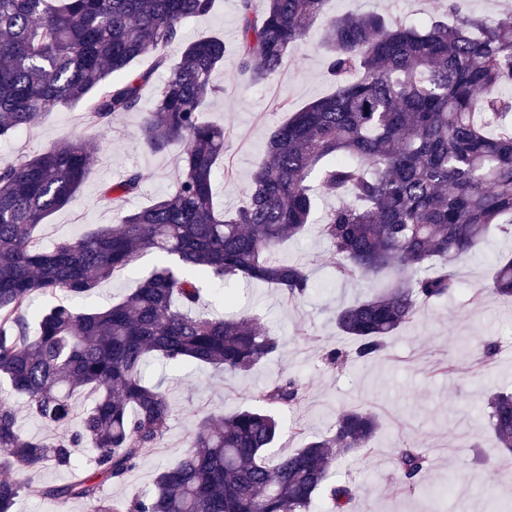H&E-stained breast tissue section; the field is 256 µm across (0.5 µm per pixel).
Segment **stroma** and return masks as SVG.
Masks as SVG:
<instances>
[{"mask_svg": "<svg viewBox=\"0 0 512 512\" xmlns=\"http://www.w3.org/2000/svg\"><path fill=\"white\" fill-rule=\"evenodd\" d=\"M443 8V0H327L324 12L331 17L374 11L417 23ZM211 35L222 36L227 48H234L239 38L238 0H216L208 17L182 22L179 41L167 54L177 58L180 44ZM316 41V32H309L282 71L262 84L241 76L230 55L214 73L224 93L208 100L202 112L204 120L226 130L224 166L214 187L219 209L244 200L267 136L287 111L332 92ZM139 121V112H128L114 117L108 127L95 129L87 124L84 104L78 103L54 108L40 124L0 141V158L12 160L75 139L85 142L90 167L81 192L38 226L35 238L42 248L112 223L113 215L100 205L98 194L128 170L140 171L142 184L127 200V209L145 208L171 192L178 150L150 151L139 138ZM337 202L336 195L320 194L314 223L278 250L280 259L306 266L314 287L304 299L294 301L279 288L239 279L202 295L201 306L210 314L257 318L279 337L278 351L251 372L236 375L199 367L177 370L151 359L149 375L163 382L172 400L170 427L124 484L105 485L106 496L130 497L152 489L157 471L178 458L203 417L256 405L270 382L291 376L305 383L307 395L283 415L284 434L277 449L300 447V439L291 435L296 427L307 435L325 434L338 413L348 408L371 410L379 420L371 453L348 457L334 471L336 480L356 487L352 512H503L512 505V456L499 449L484 405L487 391H512V300L490 296L478 304L470 301L471 289L490 281L495 262L512 255V233L491 229L476 253L449 262V270L462 283L460 290L452 298L425 305L415 323L391 338L378 358L336 367L326 362V352L352 345L334 322L337 306L376 293L388 283L384 277L348 282L333 278L335 259L319 222ZM159 265L157 254H146L94 293L72 298L71 303L87 310L104 307L137 288ZM487 339L498 343L499 353L481 363L476 354ZM407 443L422 446L432 460L412 494L399 490L393 474L394 452ZM70 477V471L43 468L21 501L20 512H83L81 504L63 506L41 495L44 485Z\"/></svg>", "mask_w": 512, "mask_h": 512, "instance_id": "obj_1", "label": "stroma"}]
</instances>
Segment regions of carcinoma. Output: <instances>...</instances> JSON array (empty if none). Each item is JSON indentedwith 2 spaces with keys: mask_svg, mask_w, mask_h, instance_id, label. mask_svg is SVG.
<instances>
[{
  "mask_svg": "<svg viewBox=\"0 0 512 512\" xmlns=\"http://www.w3.org/2000/svg\"><path fill=\"white\" fill-rule=\"evenodd\" d=\"M325 2L264 0L258 9L239 0L238 71L254 83L276 76ZM213 7L214 0H0V140L74 102L87 104L90 127H107L138 110L154 72L164 70L139 135L153 152L179 148L181 159L168 196L126 210L142 183L133 169L100 190L117 224L48 251L34 232L78 196L89 164L83 144L0 160V389L24 397L28 413L54 430L48 440L25 436L1 398L0 472L71 470L72 479L42 487V495L81 502L86 512H308L318 496L349 512L356 489L334 481L333 468L350 452L370 451L378 419L346 409L329 435L270 462L278 415L306 396L288 376L265 387L258 405L202 420L150 493L108 499L102 491L124 483L169 429L172 403L146 375L150 356L236 374L278 350L279 338L251 318L192 309L206 280H256L304 298L312 288L306 267L274 252L307 229L317 191L340 198L321 227L336 278L394 276L384 291L336 309V327L353 347L328 351V364L375 359L423 305L459 288L448 259L470 255L492 225L512 223V21L463 15L450 23L453 2L425 26L377 13L326 20L321 43L336 90L271 130L244 203L224 213L213 196L224 128L200 118L202 105L224 92L212 80L224 67V40L189 43L174 62L165 53L181 21ZM145 56L152 67L131 71ZM146 252L163 264L109 307L80 311L62 302L29 311L33 295L89 294ZM488 291L512 298V259L496 265L490 287L474 289L471 301ZM83 391L93 403L71 431L73 397ZM487 405L492 433L512 454V393L491 392ZM80 449L86 461L78 465ZM430 463L422 448L397 449L399 489L414 491ZM27 490L24 480L0 479V512H17Z\"/></svg>",
  "mask_w": 512,
  "mask_h": 512,
  "instance_id": "carcinoma-1",
  "label": "carcinoma"
}]
</instances>
